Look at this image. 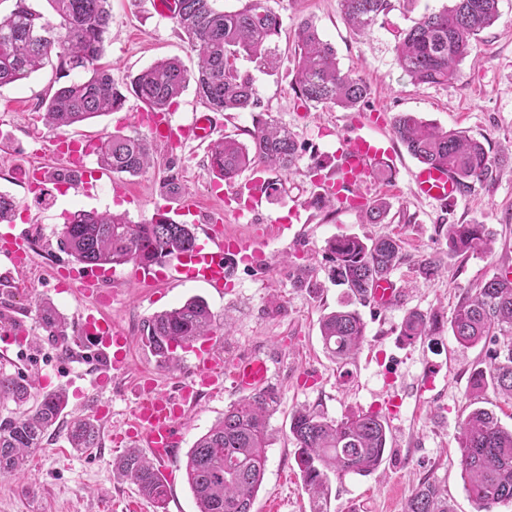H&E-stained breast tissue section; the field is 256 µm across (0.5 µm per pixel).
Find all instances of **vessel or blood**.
<instances>
[{"instance_id":"1","label":"vessel or blood","mask_w":512,"mask_h":512,"mask_svg":"<svg viewBox=\"0 0 512 512\" xmlns=\"http://www.w3.org/2000/svg\"><path fill=\"white\" fill-rule=\"evenodd\" d=\"M140 123L162 139L176 136L195 140H207L213 130V119L201 114L188 127H176L169 115L143 112ZM390 152L382 148L375 138L366 133H355L343 138L336 151V166L328 189L335 196L339 207L354 208L361 185L374 183L376 168L387 162ZM412 181L417 197L445 203L456 200L457 182L454 175L444 168H421L413 172ZM248 242L235 238H219L207 235L204 244L192 250L173 255L169 261L168 278L174 283H202L212 292L223 294L231 267L236 266L239 256L248 252ZM0 254L13 264L27 261V239L19 235L0 236ZM86 334L96 339V345L107 359L109 370L122 371L127 363L129 340L124 331L105 317L88 313L83 322ZM232 379L236 388L252 391L263 387L269 380V365L265 358L251 356L232 365L212 348L201 349L188 378L173 395L157 394L152 381H145L137 393L132 408V420L122 438L149 449L158 465H166L173 457L181 441V428L186 413L195 408L201 399L219 389L225 379Z\"/></svg>"}]
</instances>
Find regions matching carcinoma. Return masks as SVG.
<instances>
[{"mask_svg":"<svg viewBox=\"0 0 512 512\" xmlns=\"http://www.w3.org/2000/svg\"><path fill=\"white\" fill-rule=\"evenodd\" d=\"M57 21L34 10L29 0H15L14 8L0 15V87L27 79L57 51L59 67L80 70L86 77L59 87L44 103V120L55 128L69 127L122 109L125 95L99 64L108 31L109 0H49ZM348 26L368 34L379 18L388 14L392 0H339ZM452 5L422 15L404 31L395 46L397 65L415 83L438 84L451 80L458 66L477 55L478 36L499 18V0H451ZM174 18L198 55L194 76L198 93L214 112H252L254 128L246 145L226 136L210 144L209 165L215 177L227 182L246 170L262 169L272 174L265 181L267 196L284 192L280 174L292 171L299 160V146L284 126L267 117L261 99L247 73L236 61L246 58L258 68L276 71L280 56L276 38L279 17L263 0H242L234 11L213 7L211 0H174ZM290 88L306 105L351 110L367 102L371 89L358 75L340 68L336 48L322 39L309 19L297 27ZM188 84V76L177 58L155 61L131 81V92L152 112H169ZM393 135L423 166H445L456 176L459 194L476 187H489L499 178L512 157L491 154L485 144L458 129H443L412 112L398 114ZM98 164L116 174H139L154 163L147 139L114 133L90 144ZM306 205L326 211L336 207L331 197L313 192ZM391 209L384 198L364 205L370 224H384ZM191 224H181L158 211L147 222H134L123 214L76 210L58 236L59 246L76 261L99 267L161 262L196 245ZM448 255L459 256L491 250L492 232L484 224H450ZM326 258L333 264L336 283L345 287L346 300L322 316L320 336L326 351L345 360L366 339V324L354 303L369 300L371 289L389 278L400 261L399 240L383 235L366 242L357 236H336L326 242ZM442 269V258L427 255L418 264L425 280ZM39 325L48 335L66 339V324L54 304L37 303ZM439 315L408 313L400 335L412 342L440 331ZM213 329V315L200 299L156 314L148 323L147 346L168 367L178 361L177 350ZM450 330L462 346L490 343L495 346L486 369L471 375V397L487 392L512 398V271L499 270L476 286L450 320ZM35 395V383L0 372V405L11 401L22 406ZM63 390L40 396L32 410L0 415V474L24 469L31 451L43 439L67 407ZM278 397L272 389H261L224 410V417L201 435L188 452L186 475L197 512H252L261 487L272 445L269 420ZM290 434L296 444V461L305 490L312 501L311 512H328V474L368 476L382 464L387 449L386 417L379 411L351 413L332 418L314 408L300 407L291 413ZM70 447H98L97 425L75 418L67 430ZM464 488L478 508L488 512L512 500V429L500 425L485 408H472L463 419L458 436ZM121 477L138 492L159 504L167 498V486L150 459L138 448H130L114 462ZM404 512H453L448 488L433 478L424 479L408 496Z\"/></svg>","mask_w":512,"mask_h":512,"instance_id":"cac0c4a2","label":"carcinoma"}]
</instances>
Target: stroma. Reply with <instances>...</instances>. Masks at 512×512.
Wrapping results in <instances>:
<instances>
[{"mask_svg": "<svg viewBox=\"0 0 512 512\" xmlns=\"http://www.w3.org/2000/svg\"><path fill=\"white\" fill-rule=\"evenodd\" d=\"M449 0H392L393 8L369 35L355 34L343 21L338 0H266L280 15L277 40L282 58H289L295 32L303 19L317 25L323 39L336 49L343 70L362 76L371 87L366 104L357 110L308 107L297 101L284 72L267 73L239 59L249 72L268 114L290 129L300 146V158L285 181L284 193L263 200L255 210L235 214L218 196L209 169L206 143L191 139L162 141L147 127L123 120V113L143 110L127 97L122 112L103 115L62 129L46 125L43 103L59 88L55 68L44 67L28 79L0 88V192L23 200L11 222L0 232L26 235L33 248L25 266L14 267L0 254V329L20 331L30 341L0 361V371L34 380L38 393L66 390L68 406L47 432L42 448L18 475H0V512H196L186 473V455L224 410L244 396L232 383L208 395L191 410L182 425V440L168 463L170 480L165 505L140 496L134 485L118 477L112 461L126 449L112 435L131 418L142 378H151L158 392L171 394L195 361L194 346L178 350L177 366L160 367L143 341L144 326L155 313L192 297L204 299L217 323L211 338L225 361L253 354L267 359L268 385L279 396L270 420L273 443L252 512H310L289 432L290 414L311 407L338 418L349 412L384 411L396 398L399 411L388 414L389 438L385 460L367 477H331L330 512H403L411 490L424 478L445 482L454 512H478L464 489L457 437L470 402L469 379L474 367L490 362L483 345L460 346L451 331L408 342L399 334L411 311L439 314L450 321L455 309L494 272L512 267V171L503 170L488 188H476L450 204L417 198L410 174L419 162L400 142L391 126L394 117L413 112L449 129L487 139L492 150L512 145V0H499L500 19L479 37L478 60H465L445 84L413 83L397 66L394 45L400 34L423 13L441 9ZM111 20L102 65L113 82L126 88L132 77L161 58L179 59L195 72L197 55L171 14L160 12L155 0H110ZM392 147L389 179L364 188L366 198L383 197L391 204L389 221L366 223L360 211L316 212L304 201L314 191L309 168L334 165L340 138L356 126ZM150 139L155 164L136 176L104 174L90 191L57 181L48 182L46 199L31 201L24 174L42 166L50 173H67L66 155L57 149L60 136L95 143L112 132ZM178 178L195 211L177 214L179 222L210 225L216 233L252 241L258 255L239 262L224 295L201 284L175 287L163 282L129 281V266L101 270L76 263L57 246L66 215L76 209L104 212L121 208L135 222L150 220L163 203L161 185ZM479 222L495 233L492 252L452 256L445 230L451 224ZM281 224L291 225L278 233ZM397 237L402 260L391 278L403 290L400 303L390 307L359 306L367 336L361 349L339 363L326 353L319 332L320 317L336 309L344 289L336 285L324 247L338 235L373 239ZM428 254L442 255L444 267L434 280L421 278L418 263ZM310 267L316 290L297 288L301 267ZM92 277L109 295L104 316L129 337L124 372L99 383L102 362L92 341L80 333V317L97 305L79 283ZM50 299L68 323L69 341L60 344L38 325L37 299ZM106 415H99V405ZM96 421L98 448H70L65 435L72 417Z\"/></svg>", "mask_w": 512, "mask_h": 512, "instance_id": "stroma-1", "label": "stroma"}]
</instances>
